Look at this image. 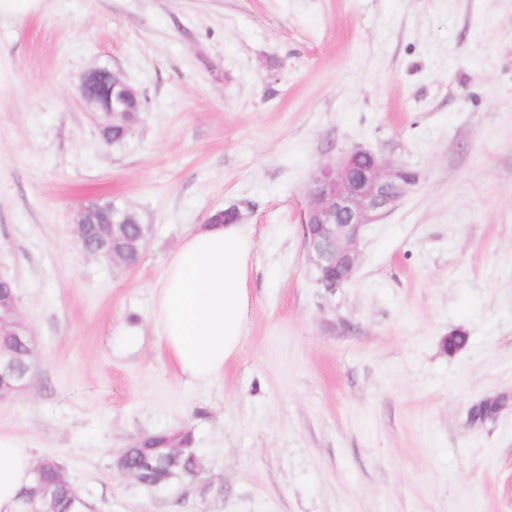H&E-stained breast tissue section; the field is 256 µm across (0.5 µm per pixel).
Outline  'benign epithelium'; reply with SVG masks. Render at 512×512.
<instances>
[{
    "label": "benign epithelium",
    "mask_w": 512,
    "mask_h": 512,
    "mask_svg": "<svg viewBox=\"0 0 512 512\" xmlns=\"http://www.w3.org/2000/svg\"><path fill=\"white\" fill-rule=\"evenodd\" d=\"M79 91L88 106L108 115L134 112L139 100L133 87L112 81V71L106 66L91 69ZM415 182V174L406 167L360 148L328 159L314 171L306 188L303 232L320 287L333 294L349 281L359 264L364 227L391 212ZM74 232L87 254L131 268L122 253L102 241L94 248L84 246L81 222H76ZM7 283L9 280L0 277V333L4 334L0 342L1 401L28 384L26 374L15 364L13 344L21 343L33 354V336L11 289L3 288Z\"/></svg>",
    "instance_id": "benign-epithelium-1"
}]
</instances>
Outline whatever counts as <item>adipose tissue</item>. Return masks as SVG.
I'll return each mask as SVG.
<instances>
[{"mask_svg":"<svg viewBox=\"0 0 512 512\" xmlns=\"http://www.w3.org/2000/svg\"><path fill=\"white\" fill-rule=\"evenodd\" d=\"M254 251L241 225L200 224L166 261L154 299V333L188 381L222 377L238 353L252 314ZM33 466L25 441L0 432V512H18Z\"/></svg>","mask_w":512,"mask_h":512,"instance_id":"ef3b65f1","label":"adipose tissue"}]
</instances>
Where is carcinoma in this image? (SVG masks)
<instances>
[{"mask_svg": "<svg viewBox=\"0 0 512 512\" xmlns=\"http://www.w3.org/2000/svg\"><path fill=\"white\" fill-rule=\"evenodd\" d=\"M137 122L136 112L117 114L101 125L100 135L106 141L119 144L133 133ZM111 222L120 225L121 229L115 248L124 251L129 263L140 262L141 253L134 250L132 242L146 235V227L141 224L138 213L132 209L117 205L88 206L83 215L88 242L95 243L103 239ZM191 443L192 436L188 430L172 434H151L139 438L135 446L125 449L124 453L129 458L138 481L156 487L168 481L171 474L194 475L200 470V458L195 449L191 448ZM174 446L186 449V453L176 459L167 457L168 449ZM22 493L23 502H28L30 496L35 494L51 502L57 512H87L92 507L86 496L79 500L71 497L69 482L54 470L49 458L37 462L31 485L23 489Z\"/></svg>", "mask_w": 512, "mask_h": 512, "instance_id": "obj_1", "label": "carcinoma"}]
</instances>
